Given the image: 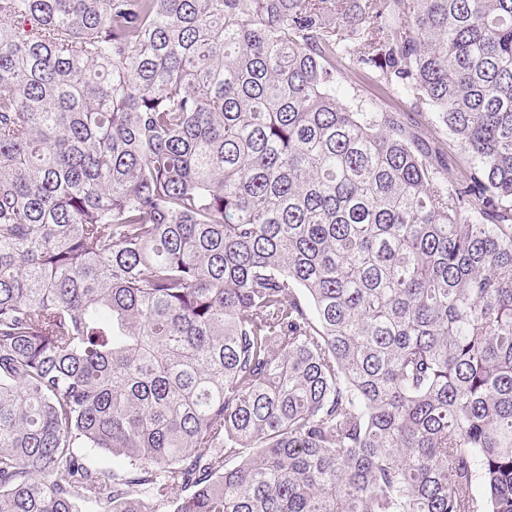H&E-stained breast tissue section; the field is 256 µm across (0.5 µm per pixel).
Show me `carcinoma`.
I'll return each mask as SVG.
<instances>
[{
  "instance_id": "obj_1",
  "label": "carcinoma",
  "mask_w": 512,
  "mask_h": 512,
  "mask_svg": "<svg viewBox=\"0 0 512 512\" xmlns=\"http://www.w3.org/2000/svg\"><path fill=\"white\" fill-rule=\"evenodd\" d=\"M167 507L512 512V0H0V512ZM389 105L401 108L403 111L408 112L410 118L422 124L433 123L435 114L426 105L416 104L415 100H397V98L388 99Z\"/></svg>"
}]
</instances>
